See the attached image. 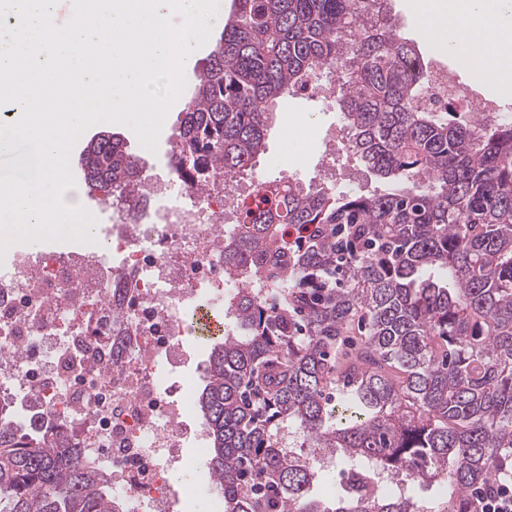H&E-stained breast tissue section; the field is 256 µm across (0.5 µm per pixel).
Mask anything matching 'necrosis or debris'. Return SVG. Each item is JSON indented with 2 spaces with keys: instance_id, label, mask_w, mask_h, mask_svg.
I'll return each instance as SVG.
<instances>
[{
  "instance_id": "1",
  "label": "necrosis or debris",
  "mask_w": 512,
  "mask_h": 512,
  "mask_svg": "<svg viewBox=\"0 0 512 512\" xmlns=\"http://www.w3.org/2000/svg\"><path fill=\"white\" fill-rule=\"evenodd\" d=\"M428 98L454 100L465 119L499 118L497 97L449 80L431 65ZM242 176H216L205 192L185 179L127 196L150 222L107 229L108 248L18 254L0 267V399L24 396L44 430L61 431L104 471L128 512H189L198 489H175L171 470L185 441L208 444L190 426L195 400L174 375L186 360L189 308L249 286L224 268V235L236 229Z\"/></svg>"
}]
</instances>
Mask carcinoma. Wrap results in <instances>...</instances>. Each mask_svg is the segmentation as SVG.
Wrapping results in <instances>:
<instances>
[{
    "label": "carcinoma",
    "mask_w": 512,
    "mask_h": 512,
    "mask_svg": "<svg viewBox=\"0 0 512 512\" xmlns=\"http://www.w3.org/2000/svg\"><path fill=\"white\" fill-rule=\"evenodd\" d=\"M331 71L349 148L383 188L290 182L242 200L224 267L263 269L278 305L247 288L228 301L236 329L196 396L212 486L224 512H470L475 488L512 476V117L419 106L429 66L387 0H234L171 173L204 189L251 170L266 104ZM80 164L106 201L147 181L117 133ZM37 419L0 402V512H126ZM330 462L341 480L324 499Z\"/></svg>",
    "instance_id": "1"
}]
</instances>
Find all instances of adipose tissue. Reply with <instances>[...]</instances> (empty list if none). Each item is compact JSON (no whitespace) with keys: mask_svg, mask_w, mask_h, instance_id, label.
Segmentation results:
<instances>
[{"mask_svg":"<svg viewBox=\"0 0 512 512\" xmlns=\"http://www.w3.org/2000/svg\"><path fill=\"white\" fill-rule=\"evenodd\" d=\"M413 10L488 93L512 97V0H414Z\"/></svg>","mask_w":512,"mask_h":512,"instance_id":"adipose-tissue-1","label":"adipose tissue"}]
</instances>
